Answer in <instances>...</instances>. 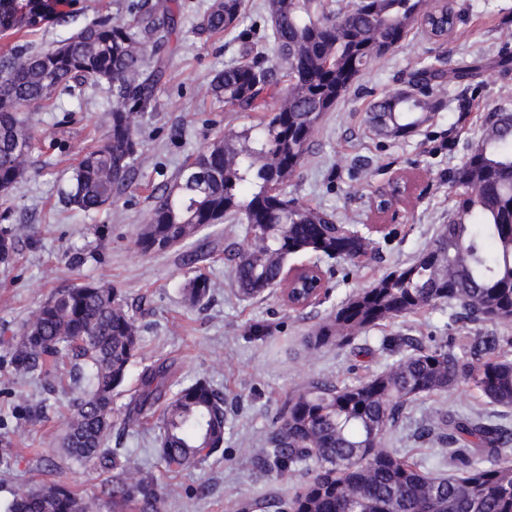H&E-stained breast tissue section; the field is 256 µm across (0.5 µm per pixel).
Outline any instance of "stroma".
Listing matches in <instances>:
<instances>
[{"label":"stroma","mask_w":512,"mask_h":512,"mask_svg":"<svg viewBox=\"0 0 512 512\" xmlns=\"http://www.w3.org/2000/svg\"><path fill=\"white\" fill-rule=\"evenodd\" d=\"M135 0H84L85 11L70 22L48 26L30 36L33 49H46L89 24L101 13L127 17ZM211 0H185L178 29L162 54L166 76L157 92V107L139 117V177L111 207L93 214L67 202L72 170L84 151L103 144L115 103L108 84L70 83L58 89L53 105L30 110L38 144L28 160V174L8 194L0 210V227H11L19 246L15 262L0 264V499L46 482H64L80 493L93 512H112L97 495L101 479L94 466L72 463L60 445L72 413L70 364L48 365L41 380L23 379L7 365L11 349L35 308L57 289L90 281L112 284L128 302L142 304V347L124 385L114 398L112 444L121 448L125 469L152 471L164 492L162 512H235L252 499H285L305 479L303 472L278 481L266 477L254 461L255 448L269 433V423L282 401L306 383L325 379L338 386L357 384L402 356L393 338L417 339L431 346L444 337L450 348L470 344L476 336H505L510 324H470L441 304L415 316L400 317L359 337L354 347L326 346L309 350V330L357 290L369 286L395 266L407 263L429 247L439 225L447 223L452 205L450 172L464 162L479 136L484 115L512 99L501 98L512 87V69L502 70L500 34L512 28V0H457L467 13L446 44L413 29L403 45L375 60L351 91L326 113L310 145L307 160L286 191L299 203L320 208L373 236L375 259L354 264L344 259L320 260L306 253L291 265L319 263L327 291L311 306L293 311L278 294L238 296L230 277V249L243 245L237 225L211 228L213 251L201 270L216 282L210 302L187 306L181 288L190 269L183 249L144 255L135 239L146 217L155 187L174 176L192 154L218 136L258 124L259 112L224 107L212 91V77L253 46L267 56L275 48L265 39L263 0H246L237 27L211 38L195 33L198 18ZM442 57L444 70L478 67L466 83L442 82L433 91L444 108L415 134L382 138L366 122L370 104L394 89L410 73ZM411 183L392 211L378 212L377 190L394 178ZM173 364L172 390L198 381L223 392L227 424L223 455L196 467L168 471L156 455L159 416L141 418L124 427L144 368L159 360ZM441 407L492 416L495 406L460 385L420 398L404 412L387 445L411 453L429 465L440 459L432 443L420 437L425 411ZM54 453V467L45 470L41 451Z\"/></svg>","instance_id":"35a3bbf8"}]
</instances>
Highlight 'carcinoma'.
Listing matches in <instances>:
<instances>
[{
  "label": "carcinoma",
  "mask_w": 512,
  "mask_h": 512,
  "mask_svg": "<svg viewBox=\"0 0 512 512\" xmlns=\"http://www.w3.org/2000/svg\"><path fill=\"white\" fill-rule=\"evenodd\" d=\"M243 0H212L196 24L200 36L234 28ZM185 4L149 0L133 18L101 14L53 47L0 56V194L28 173L36 140L23 109L47 107L68 82L112 84L117 104L102 146L84 153L74 169L68 202L84 213L114 204L133 185L140 139L136 118L156 108L165 73L161 49ZM266 37L277 47L270 61L248 47L244 60L214 76L212 93L224 106L268 112L264 120L214 139L160 186L136 239L143 254L191 246V264L207 260L204 231L226 221L243 225L249 245L232 259L237 292L254 298L284 284L288 260L314 253L363 263L375 242L349 231L328 211L288 197L285 187L302 168L313 134L372 62L398 48L414 28L444 44L460 20L451 0H265ZM83 11L81 0H0V35L24 38ZM155 48L145 53L144 44ZM283 73L288 85L273 92ZM461 66L445 73L434 64L412 72L404 86L371 103L367 122L385 138H406L428 123L441 101L428 88L449 78L469 81ZM278 98L274 109L267 100ZM448 223L412 261L345 299L311 330L308 345L347 346L390 320L447 303L468 323H512V111L495 107L456 169ZM17 254L15 235L0 228V261ZM217 284L202 272L183 286L199 306ZM505 338L479 336L456 353L438 342L413 352L356 385L313 381L287 397L256 458L273 480L297 471L307 478L277 512H512V431L452 416L441 407L426 416L421 435L439 445L448 471L421 465L387 447L386 436L406 406L463 382L489 403L512 409V357ZM141 348L137 311L105 283L57 290L33 312L11 352L15 372L39 376L63 357L74 360V412L61 448L73 461L115 468L109 447L112 402ZM172 364L159 361L140 376L141 389L125 425L161 408L157 455L170 471L224 454V394L198 381L168 395ZM99 495L114 507L161 512L162 491L149 472H115ZM0 512H92L60 483L0 501Z\"/></svg>",
  "instance_id": "carcinoma-1"
}]
</instances>
